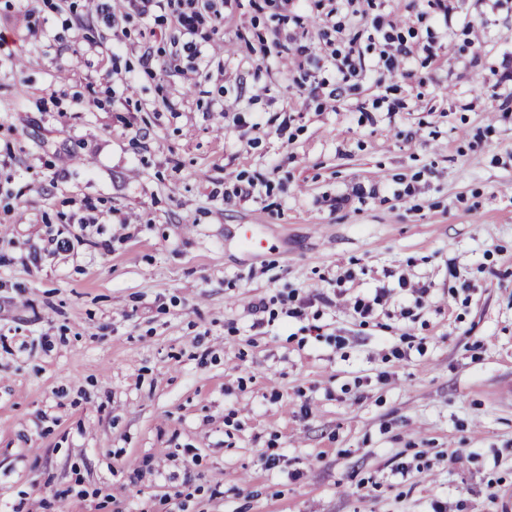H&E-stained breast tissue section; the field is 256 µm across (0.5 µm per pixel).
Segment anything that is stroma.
<instances>
[{"label":"stroma","instance_id":"stroma-1","mask_svg":"<svg viewBox=\"0 0 512 512\" xmlns=\"http://www.w3.org/2000/svg\"><path fill=\"white\" fill-rule=\"evenodd\" d=\"M111 5L0 0V512H512V0ZM188 1L185 10L177 12L176 21L183 36L188 38L184 44V48L194 50V54L198 55L200 51L197 50V45L193 41V37L197 35L199 27L204 23L205 19L200 9L196 6V3L193 2L194 0Z\"/></svg>","mask_w":512,"mask_h":512}]
</instances>
